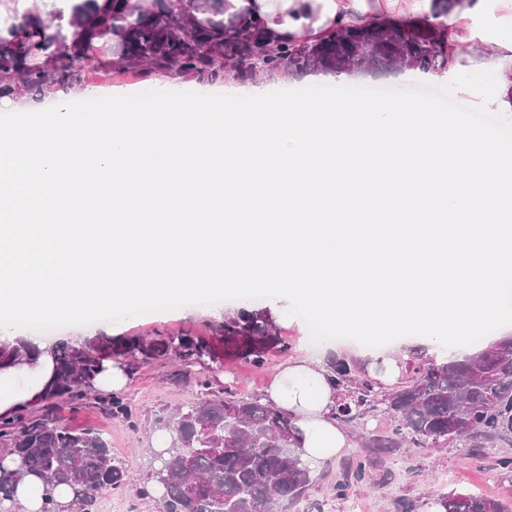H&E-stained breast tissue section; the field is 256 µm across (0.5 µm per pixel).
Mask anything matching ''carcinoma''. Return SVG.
<instances>
[{
  "mask_svg": "<svg viewBox=\"0 0 512 512\" xmlns=\"http://www.w3.org/2000/svg\"><path fill=\"white\" fill-rule=\"evenodd\" d=\"M449 37L446 26L427 18L372 19L340 24L333 35L311 45L273 48L257 22L224 24V0H77L65 25L58 11L48 21L31 13L24 23L0 29V96L66 89L107 55L126 71L174 72L210 83L224 81L229 68L237 79L260 71L331 76L435 72L448 63ZM286 350L288 341L266 309H241L225 317L212 338L181 333L59 343L53 348L54 378L36 405L52 408L89 397L108 360L137 365L173 358L184 363L235 359L261 367L270 352ZM32 354L22 338L1 343L0 367L28 361ZM329 369L342 396L341 421L382 413L397 422L395 437L369 438L370 448H395L406 439L415 448L464 439L473 448L496 439L512 442V336L471 356L424 355L389 392L347 359L331 362ZM197 385L204 397L164 424L170 442L143 492L149 493L150 485L162 487L157 512H218L221 507L281 512V504L299 497L311 477L302 451L288 439L294 432L291 417L258 396H214L204 374ZM24 411L23 406L0 417V440L19 460L17 466L0 465V504L12 501L26 474L39 476L45 485L43 512H56L54 491L60 486L71 488L74 512H94L99 491L128 484L126 470L100 434ZM368 479L367 459L359 456L336 483V496ZM435 502L439 512L506 509L470 492L443 493Z\"/></svg>",
  "mask_w": 512,
  "mask_h": 512,
  "instance_id": "1",
  "label": "carcinoma"
}]
</instances>
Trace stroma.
<instances>
[{
	"instance_id": "1",
	"label": "stroma",
	"mask_w": 512,
	"mask_h": 512,
	"mask_svg": "<svg viewBox=\"0 0 512 512\" xmlns=\"http://www.w3.org/2000/svg\"><path fill=\"white\" fill-rule=\"evenodd\" d=\"M140 84L151 90L168 91L179 88L204 94L223 93L221 83L199 82L177 75L153 72L136 75L115 68L102 66L100 70L82 76L81 86L70 87L71 96H78L81 87L115 90L128 93L133 85ZM274 299H239L225 301L201 311L188 305L174 310L159 311L131 317L117 323L96 321L81 326H65L45 332L52 343L70 342L74 338L95 336H164L186 332L196 336L212 337L224 322L227 314L240 309L276 308ZM282 336L288 349L271 357L261 367L242 360H232L207 367L197 363L187 369L179 384H170L167 376L172 363L160 360L136 365L128 371L127 384L119 392L131 410L130 418L110 416L103 402L106 392H97L94 399L80 404L60 403L52 412L61 424L74 428H92L108 441L112 454L134 477L132 485L106 489L97 495V512H157L156 494L142 495V479L158 465V449L153 436L173 410L198 402L201 389L196 384L199 374H208L215 395H261L269 385L279 366L305 354L327 351L329 358H345L361 362L364 347L351 339L316 342L304 319L293 322L279 321ZM396 424L385 418L382 425H375L366 417L349 423L353 446L340 457L325 462L312 470L311 482L302 497L288 504L283 512H401L405 503L413 504L414 512H424L427 502L434 495L455 490L479 492L500 500L512 507V476L499 466L502 457H512V446L498 441L487 443L479 452H471L465 442L431 448H413L400 445L395 448H368L363 438L367 435L393 436ZM371 457L372 483L352 487L347 497H337L333 486L342 475L347 462L357 456Z\"/></svg>"
}]
</instances>
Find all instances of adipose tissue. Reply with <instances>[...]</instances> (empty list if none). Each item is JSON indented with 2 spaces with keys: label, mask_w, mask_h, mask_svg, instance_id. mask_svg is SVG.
Masks as SVG:
<instances>
[{
  "label": "adipose tissue",
  "mask_w": 512,
  "mask_h": 512,
  "mask_svg": "<svg viewBox=\"0 0 512 512\" xmlns=\"http://www.w3.org/2000/svg\"><path fill=\"white\" fill-rule=\"evenodd\" d=\"M436 10L434 0H224L225 17L260 20L265 40L274 47L310 44L333 34L337 25L386 13L399 21L411 15L429 17ZM441 20L452 33L449 69L470 58L474 44L493 45L492 54L475 61L472 80L488 104L511 106L505 96L512 87V0H465L461 12L442 15ZM263 399L290 415L296 445L309 465L323 464L350 448L351 437L335 416L336 390L320 359L306 357L285 365Z\"/></svg>",
  "instance_id": "1"
}]
</instances>
